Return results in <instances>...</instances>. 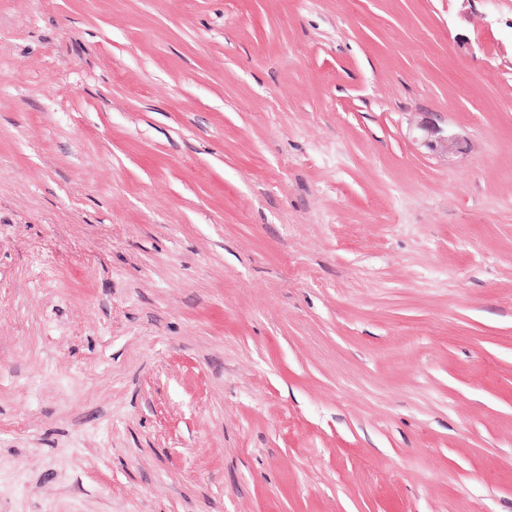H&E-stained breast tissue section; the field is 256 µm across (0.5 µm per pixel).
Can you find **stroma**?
<instances>
[{
  "instance_id": "35a3bbf8",
  "label": "stroma",
  "mask_w": 512,
  "mask_h": 512,
  "mask_svg": "<svg viewBox=\"0 0 512 512\" xmlns=\"http://www.w3.org/2000/svg\"><path fill=\"white\" fill-rule=\"evenodd\" d=\"M0 512H512V0H0Z\"/></svg>"
}]
</instances>
